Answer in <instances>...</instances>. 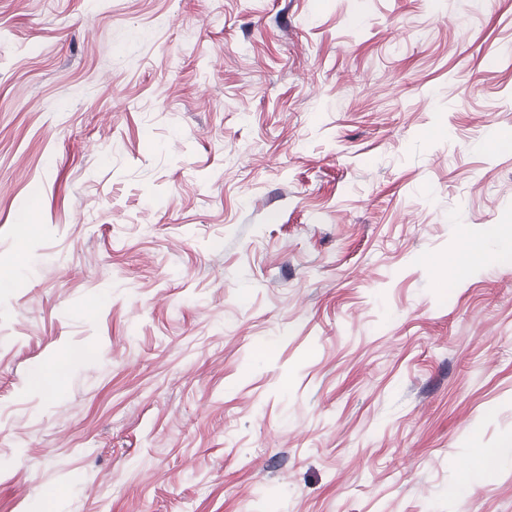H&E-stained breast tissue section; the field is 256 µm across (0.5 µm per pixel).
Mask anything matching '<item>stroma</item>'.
I'll return each mask as SVG.
<instances>
[{"mask_svg":"<svg viewBox=\"0 0 512 512\" xmlns=\"http://www.w3.org/2000/svg\"><path fill=\"white\" fill-rule=\"evenodd\" d=\"M509 132L512 0H0V512H512ZM500 235L499 225H484L482 238L468 240L459 255L448 257V264L441 271V279L448 284H453L467 274L471 268L484 263L487 253L483 240L497 238ZM512 441L506 442L498 448H479L476 450L475 456L471 463L470 475L468 483L471 485L481 480L488 472H490L499 459L512 451Z\"/></svg>","mask_w":512,"mask_h":512,"instance_id":"35a3bbf8","label":"stroma"}]
</instances>
